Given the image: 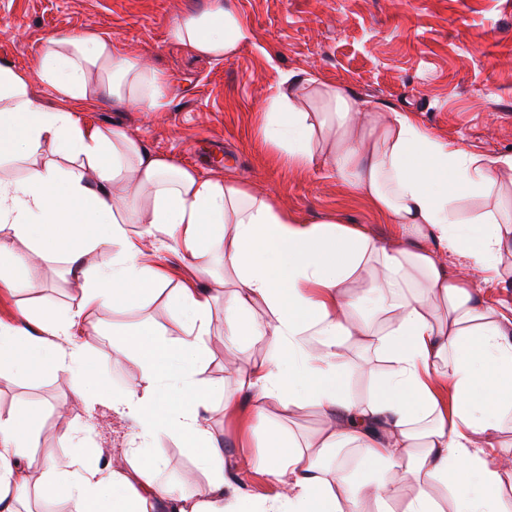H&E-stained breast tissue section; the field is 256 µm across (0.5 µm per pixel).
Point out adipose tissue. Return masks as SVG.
Here are the masks:
<instances>
[{
    "instance_id": "obj_1",
    "label": "adipose tissue",
    "mask_w": 512,
    "mask_h": 512,
    "mask_svg": "<svg viewBox=\"0 0 512 512\" xmlns=\"http://www.w3.org/2000/svg\"><path fill=\"white\" fill-rule=\"evenodd\" d=\"M197 53L221 59L251 34L236 9L215 0L171 29ZM51 88L60 109L39 103L32 79ZM165 75L112 39L89 33L50 39L35 75L0 63V159L21 158L22 178L0 179V287H31L30 255L65 260L80 295L54 319L21 311L0 323V379L35 368L70 375L77 409L107 403L134 425L121 462L85 465L80 454L45 463L33 450L37 418L0 415V512H17L29 490L65 498L69 512H392L396 478L413 492L399 512H512V461L491 464L512 429V306L488 303L512 255V155L488 157L445 142L411 114L359 98L349 88L289 75L270 98L260 137L278 157L337 178L395 225L380 243L334 221L309 223L233 178L217 181L148 151L124 131L81 121V105L106 95L151 111L169 105ZM72 162H42L43 145ZM145 230L131 236L128 212ZM164 236L189 255L194 278L164 293L162 268L146 265V241ZM224 240L223 295L201 285L212 274V241ZM168 295L169 339L149 324L113 334L117 355L139 362L142 382L120 391L99 384L86 364L88 338L76 331L92 311L117 312ZM224 304V366L235 383L224 415L242 434L269 406L314 407L326 419L316 435L270 431L272 452L259 471L279 486L271 502L241 494L233 460L207 416L215 390L203 376L214 306ZM258 344L249 366L236 352ZM390 368L368 399L349 391L350 346ZM163 436L196 458L206 482L187 493L160 483ZM359 454L369 475L356 479L330 451Z\"/></svg>"
}]
</instances>
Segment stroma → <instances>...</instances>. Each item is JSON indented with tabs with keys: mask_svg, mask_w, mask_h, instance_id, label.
Segmentation results:
<instances>
[{
	"mask_svg": "<svg viewBox=\"0 0 512 512\" xmlns=\"http://www.w3.org/2000/svg\"><path fill=\"white\" fill-rule=\"evenodd\" d=\"M214 0H0V63L34 72L49 39L95 32L162 71L170 106L147 112L104 97L88 104L83 118L103 129L139 137L153 153L217 180L231 175L253 185L308 222L335 221L363 228L379 242L391 225L327 166L302 171L277 158L259 137V114L292 73H316L343 84L360 98L414 112L437 137L461 140L490 156L512 155V0H232L252 36L230 57L214 60L175 41L170 31L184 16ZM33 287L0 288V322L15 324L20 309L48 319L77 291L64 263L39 262ZM166 298L125 313L95 312L97 330L89 356L97 380L123 388L142 378L140 365L113 354V331L145 322L167 337ZM68 378L22 373L0 383V414L20 404L40 412L38 456L66 457L67 436H91L92 463L104 464L129 446L131 424L105 405L70 410ZM306 435L322 424L305 407L283 417L269 409L248 444L263 445L280 425ZM161 448L168 467L160 482H184L192 492L202 476L190 453L170 439Z\"/></svg>",
	"mask_w": 512,
	"mask_h": 512,
	"instance_id": "obj_1",
	"label": "stroma"
}]
</instances>
